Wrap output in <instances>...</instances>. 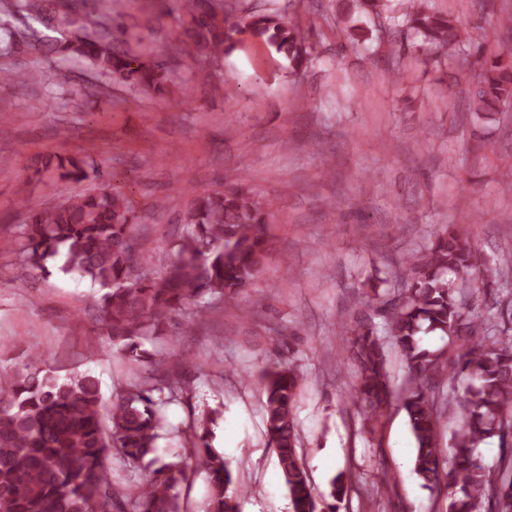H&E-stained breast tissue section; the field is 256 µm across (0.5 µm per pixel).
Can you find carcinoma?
Wrapping results in <instances>:
<instances>
[{
	"mask_svg": "<svg viewBox=\"0 0 512 512\" xmlns=\"http://www.w3.org/2000/svg\"><path fill=\"white\" fill-rule=\"evenodd\" d=\"M181 8L190 17L183 52L199 63L234 48L244 33L262 38L297 69L309 62L305 36L271 15L243 9L234 17L238 6L223 0H182ZM338 8L381 21L409 49L454 52L461 80H470L472 57L485 53L457 17L435 10L430 0H340ZM19 16L40 28L17 29L13 19ZM0 33L7 36L0 55L15 53L23 43L46 56L83 62L140 92L162 95L167 89L169 47L147 55L135 51L137 34L112 24V0H60L52 14L43 0H0ZM29 77L25 68L0 66L1 86ZM469 108L512 112L511 52L485 62ZM93 154L92 148L81 155L50 154L36 173L82 182L100 175ZM185 195L187 231L159 277L143 269L127 195L107 183L38 210L22 225L17 278L47 277L55 268L99 286L101 334L125 363L144 365L146 372L108 407L90 374L0 372V512H126L128 505L132 512H181L180 488L191 457L209 476L207 512H239L232 473L208 442L209 414L192 421L186 456L161 464L125 494L112 488L113 459L138 465L157 447L164 419L153 392L190 390V380L143 349L142 340L177 334L218 304L235 300L257 277L270 248L274 200L257 197L242 182ZM394 296L384 311L407 369L402 406L415 441L414 472L424 487L445 494L448 512H512V326L500 325L497 312L486 318L477 310L481 297L492 299L494 309L505 300L512 322V274L482 259L470 232L448 225L424 251L405 259ZM341 329L350 336L355 369L351 398L364 406L372 425L393 397L385 342L366 318L344 322ZM428 333L447 338V345L424 347L421 336ZM262 379L266 431L293 512H336L324 506L299 454V373L284 363ZM449 408L459 424L444 449L439 434ZM493 439L500 454L492 468L479 448Z\"/></svg>",
	"mask_w": 512,
	"mask_h": 512,
	"instance_id": "obj_1",
	"label": "carcinoma"
}]
</instances>
